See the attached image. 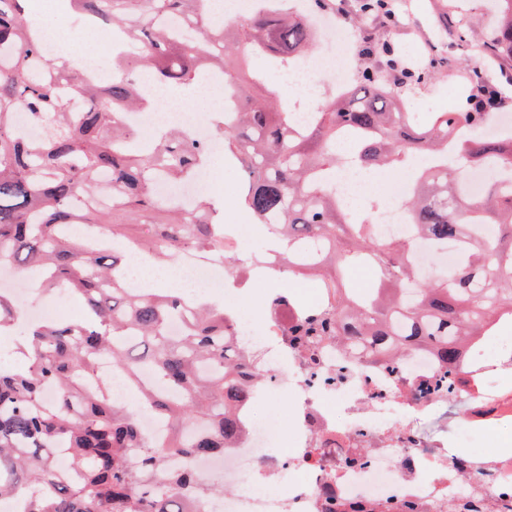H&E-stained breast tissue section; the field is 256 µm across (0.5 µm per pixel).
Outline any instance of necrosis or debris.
Here are the masks:
<instances>
[{"mask_svg":"<svg viewBox=\"0 0 512 512\" xmlns=\"http://www.w3.org/2000/svg\"><path fill=\"white\" fill-rule=\"evenodd\" d=\"M319 27L325 52L282 74L279 84L305 112L320 74L341 90L355 72L346 30L325 19ZM124 122L145 140L171 126L205 142L210 154L223 151L210 113L187 112L174 99L126 113ZM411 184L406 178L390 187L375 220L380 240L406 234L398 200ZM161 273L191 298L223 300L239 355L254 370L250 399L239 411L242 437L212 458L175 456L167 463L171 470L223 479L228 494L202 501L198 512H446L448 502L472 499L478 512H512V456L484 445L501 422H512V349L480 343L448 377L428 351L407 352L397 370L367 358L350 336L309 356L288 336L297 318L288 289L266 285L284 276L278 256L258 276L265 285L258 297L228 266L189 249ZM451 387L465 397L466 409L456 416L451 437L426 440L412 421L446 412ZM286 422L293 439L284 448Z\"/></svg>","mask_w":512,"mask_h":512,"instance_id":"obj_1","label":"necrosis or debris"}]
</instances>
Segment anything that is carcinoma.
Here are the masks:
<instances>
[{"mask_svg":"<svg viewBox=\"0 0 512 512\" xmlns=\"http://www.w3.org/2000/svg\"><path fill=\"white\" fill-rule=\"evenodd\" d=\"M21 2L0 0V270L39 268L40 288L63 286L83 296L89 315L24 322L20 307L0 293V332L21 321L28 338L26 368L0 367V497L25 488L26 512H173L175 490L208 496L216 488L190 470L166 471L167 459L224 452L241 433L235 410L249 395L248 370L227 340L224 307L188 305L176 288L127 287L121 255L102 239L75 240L72 227L103 225L120 211L146 226L138 243L158 259L187 246L233 262L224 254L221 202L199 199L185 210L154 191L159 179H191L208 163V149L177 128L160 131L150 145L131 137L122 114L144 107L146 98L117 74L101 91L65 60L36 73L39 35ZM72 2L83 19L110 21L117 69L134 53L158 85L202 82L212 71L230 80L236 118L218 120L217 130L224 155L244 174L241 206L288 241L290 269L301 265L306 241L316 242L315 276L336 300L326 310L292 298L299 310L292 341L354 336L374 360L423 346L451 371L464 365L467 348L512 326V136L485 135L502 101L499 87L480 85L467 109L431 112L421 123L398 92L420 88L430 73L395 45L366 40L353 87L319 106L300 131L271 75L305 57L314 36L307 16L251 0L247 23L231 39L211 23L206 0ZM500 5L504 25L485 45L495 56L512 52V0ZM352 8L360 21L396 19L393 0H352ZM161 15L200 30L201 40L178 39ZM241 55L264 60L252 77L262 93L249 103L234 66ZM75 95L84 99L79 112L71 107ZM20 107L41 126L39 139L15 128ZM349 161L415 172L402 206L409 237L379 242L375 225L336 196L333 181ZM484 166L492 171L479 197L457 191L462 171ZM106 174L112 202L73 208L74 197L95 191ZM155 211L172 219L155 224L148 220ZM418 239L455 245V268L415 281L409 257ZM365 261L381 279L360 300L341 269ZM186 309L188 327L171 335L168 316ZM102 358L126 374L144 410L163 426V441L146 440L135 413L113 399L96 371ZM143 368L159 386L140 382ZM47 386L56 389L52 400ZM197 423L203 429L185 439L184 429ZM58 448L67 450L77 478H57Z\"/></svg>","mask_w":512,"mask_h":512,"instance_id":"1","label":"carcinoma"}]
</instances>
